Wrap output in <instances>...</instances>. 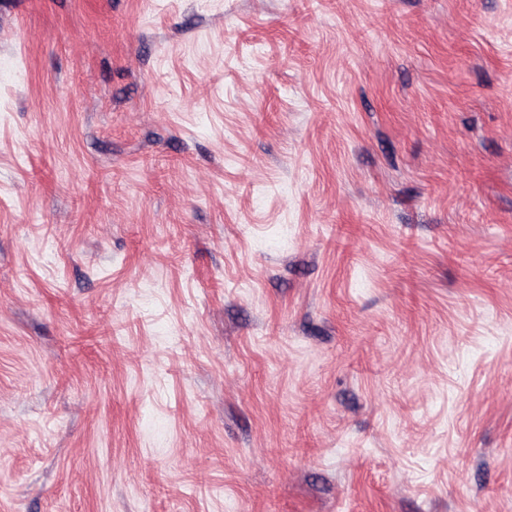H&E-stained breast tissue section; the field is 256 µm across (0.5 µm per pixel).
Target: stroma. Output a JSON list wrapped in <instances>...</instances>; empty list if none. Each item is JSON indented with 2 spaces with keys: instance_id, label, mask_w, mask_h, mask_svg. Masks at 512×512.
<instances>
[{
  "instance_id": "35a3bbf8",
  "label": "stroma",
  "mask_w": 512,
  "mask_h": 512,
  "mask_svg": "<svg viewBox=\"0 0 512 512\" xmlns=\"http://www.w3.org/2000/svg\"><path fill=\"white\" fill-rule=\"evenodd\" d=\"M0 512H512V0H0Z\"/></svg>"
}]
</instances>
